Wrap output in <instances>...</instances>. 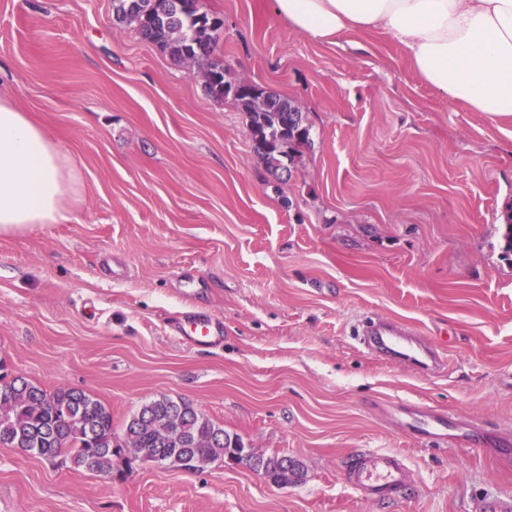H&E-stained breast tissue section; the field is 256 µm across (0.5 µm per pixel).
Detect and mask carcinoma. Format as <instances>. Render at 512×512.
Instances as JSON below:
<instances>
[{"label": "carcinoma", "instance_id": "1", "mask_svg": "<svg viewBox=\"0 0 512 512\" xmlns=\"http://www.w3.org/2000/svg\"><path fill=\"white\" fill-rule=\"evenodd\" d=\"M116 19L134 26L139 35L181 64L197 69L209 95L216 101L232 99L249 117L248 132L254 151L268 168L291 172L301 149L311 145V128L300 104L288 97L249 84L253 94H242L244 82L224 80V61L216 48L224 19L203 12L199 0H112ZM0 445L24 440L32 454L60 460L73 468H87L106 476L118 466L124 449L151 461L161 453L176 451L188 462L199 458L226 459L233 448L243 447L241 438L215 423L192 404L168 397L142 405L140 416H131L123 433L117 434L112 411L83 391L58 388L52 392L23 377L0 375ZM81 414V428L66 421L67 413ZM178 423L184 447L167 433L169 422ZM260 463L273 482H299L303 465L277 454L261 455Z\"/></svg>", "mask_w": 512, "mask_h": 512}]
</instances>
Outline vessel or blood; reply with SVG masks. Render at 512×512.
<instances>
[{
  "mask_svg": "<svg viewBox=\"0 0 512 512\" xmlns=\"http://www.w3.org/2000/svg\"><path fill=\"white\" fill-rule=\"evenodd\" d=\"M188 337L194 344L211 343L224 334L221 319L197 314L189 319ZM362 340L371 350L389 360L401 359L424 371L435 367L440 357L434 347L413 336L411 331L397 329L382 321H367ZM408 429L435 441L448 436V419L433 410L419 407L406 422ZM408 471L403 459L394 453L373 452L358 458L350 467L349 479L365 496L372 499L390 498L407 483Z\"/></svg>",
  "mask_w": 512,
  "mask_h": 512,
  "instance_id": "b4317fda",
  "label": "vessel or blood"
}]
</instances>
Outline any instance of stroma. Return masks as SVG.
<instances>
[{"mask_svg":"<svg viewBox=\"0 0 512 512\" xmlns=\"http://www.w3.org/2000/svg\"><path fill=\"white\" fill-rule=\"evenodd\" d=\"M224 20V77L297 101L313 144L268 171L232 100L118 22L112 0H0V96L81 176L74 219L0 237V360L112 410L183 399L247 447L299 460L277 486L243 465L113 476L0 446V512H475L512 494L480 438L435 445L400 425L422 405L509 441L512 116L491 120L419 77L381 31L324 44L270 0H201ZM224 322L215 345L190 316ZM369 319L410 329L429 372L360 342ZM402 455L405 489L373 500L344 468ZM190 330L185 331L193 344L211 343L224 335V322L206 314H196L189 319Z\"/></svg>","mask_w":512,"mask_h":512,"instance_id":"1","label":"stroma"}]
</instances>
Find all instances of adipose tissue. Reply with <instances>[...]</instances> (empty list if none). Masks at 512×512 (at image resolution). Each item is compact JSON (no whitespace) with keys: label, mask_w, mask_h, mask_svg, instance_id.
I'll return each instance as SVG.
<instances>
[{"label":"adipose tissue","mask_w":512,"mask_h":512,"mask_svg":"<svg viewBox=\"0 0 512 512\" xmlns=\"http://www.w3.org/2000/svg\"><path fill=\"white\" fill-rule=\"evenodd\" d=\"M273 11L313 42L385 32L449 101L512 115V0H273ZM79 181L46 131L0 99V236L70 223Z\"/></svg>","instance_id":"ef3b65f1"}]
</instances>
